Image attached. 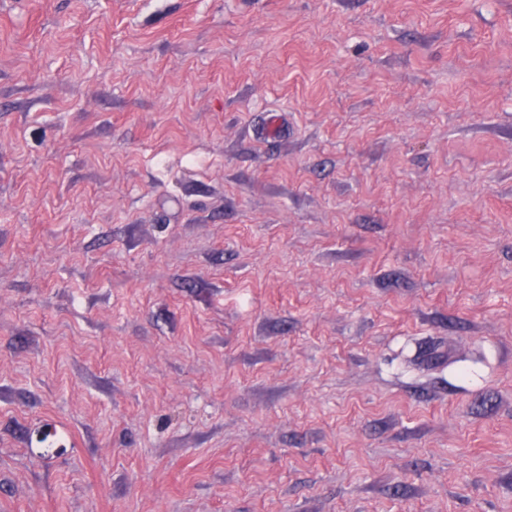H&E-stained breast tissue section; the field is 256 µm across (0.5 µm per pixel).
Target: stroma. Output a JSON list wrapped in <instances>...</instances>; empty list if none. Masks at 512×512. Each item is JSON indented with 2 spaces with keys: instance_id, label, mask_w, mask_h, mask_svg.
I'll return each instance as SVG.
<instances>
[{
  "instance_id": "1",
  "label": "stroma",
  "mask_w": 512,
  "mask_h": 512,
  "mask_svg": "<svg viewBox=\"0 0 512 512\" xmlns=\"http://www.w3.org/2000/svg\"><path fill=\"white\" fill-rule=\"evenodd\" d=\"M0 512H512V0H0Z\"/></svg>"
}]
</instances>
